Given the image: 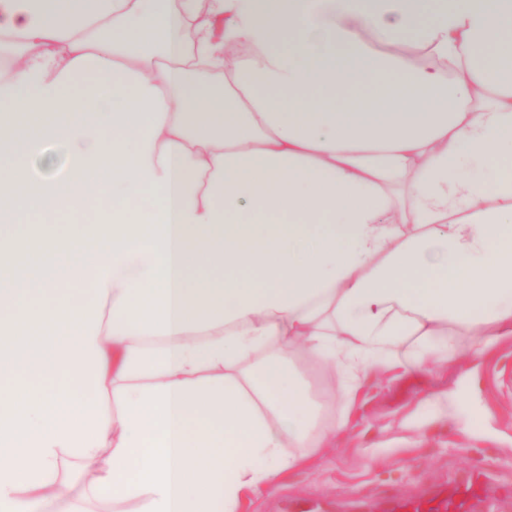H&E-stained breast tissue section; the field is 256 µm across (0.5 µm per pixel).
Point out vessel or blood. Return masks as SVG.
Masks as SVG:
<instances>
[{
	"mask_svg": "<svg viewBox=\"0 0 512 512\" xmlns=\"http://www.w3.org/2000/svg\"><path fill=\"white\" fill-rule=\"evenodd\" d=\"M487 500L480 480L463 486L440 489L430 494L388 499L378 504V512H484Z\"/></svg>",
	"mask_w": 512,
	"mask_h": 512,
	"instance_id": "b4317fda",
	"label": "vessel or blood"
}]
</instances>
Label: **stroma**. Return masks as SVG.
Segmentation results:
<instances>
[{"label":"stroma","mask_w":512,"mask_h":512,"mask_svg":"<svg viewBox=\"0 0 512 512\" xmlns=\"http://www.w3.org/2000/svg\"><path fill=\"white\" fill-rule=\"evenodd\" d=\"M296 363L322 399L325 423L341 431L236 512H285L292 499L319 501L325 512H370L385 495L426 494L474 471L492 485L512 481V339L484 354L464 346L451 362L434 358L394 376L371 370L350 406L324 361L300 354Z\"/></svg>","instance_id":"35a3bbf8"}]
</instances>
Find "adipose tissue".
Listing matches in <instances>:
<instances>
[{
	"label": "adipose tissue",
	"mask_w": 512,
	"mask_h": 512,
	"mask_svg": "<svg viewBox=\"0 0 512 512\" xmlns=\"http://www.w3.org/2000/svg\"><path fill=\"white\" fill-rule=\"evenodd\" d=\"M0 223V512H235L512 338V0H0Z\"/></svg>",
	"instance_id": "obj_1"
}]
</instances>
